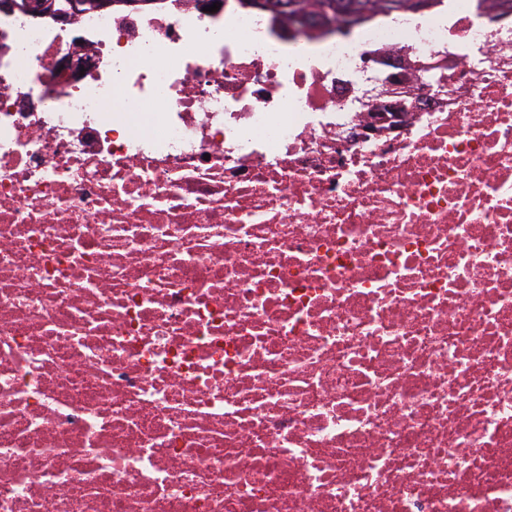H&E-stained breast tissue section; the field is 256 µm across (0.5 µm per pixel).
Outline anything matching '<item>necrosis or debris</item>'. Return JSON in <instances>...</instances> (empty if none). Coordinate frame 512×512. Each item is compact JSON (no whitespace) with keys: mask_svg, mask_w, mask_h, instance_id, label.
I'll list each match as a JSON object with an SVG mask.
<instances>
[{"mask_svg":"<svg viewBox=\"0 0 512 512\" xmlns=\"http://www.w3.org/2000/svg\"><path fill=\"white\" fill-rule=\"evenodd\" d=\"M0 512H512V16L0 7Z\"/></svg>","mask_w":512,"mask_h":512,"instance_id":"necrosis-or-debris-1","label":"necrosis or debris"}]
</instances>
